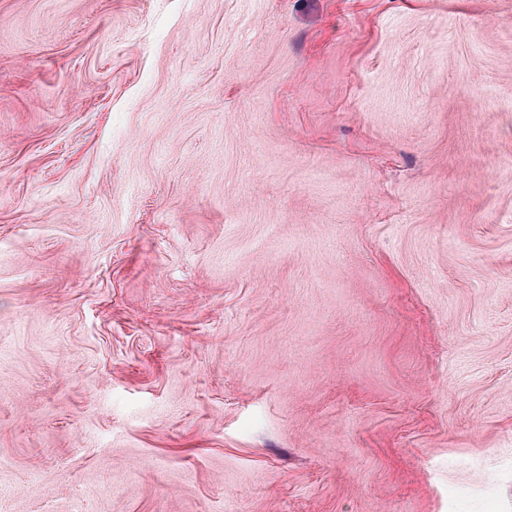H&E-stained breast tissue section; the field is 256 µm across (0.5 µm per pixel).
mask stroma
I'll list each match as a JSON object with an SVG mask.
<instances>
[{"mask_svg": "<svg viewBox=\"0 0 512 512\" xmlns=\"http://www.w3.org/2000/svg\"><path fill=\"white\" fill-rule=\"evenodd\" d=\"M0 512H512V0H0Z\"/></svg>", "mask_w": 512, "mask_h": 512, "instance_id": "obj_1", "label": "stroma"}]
</instances>
